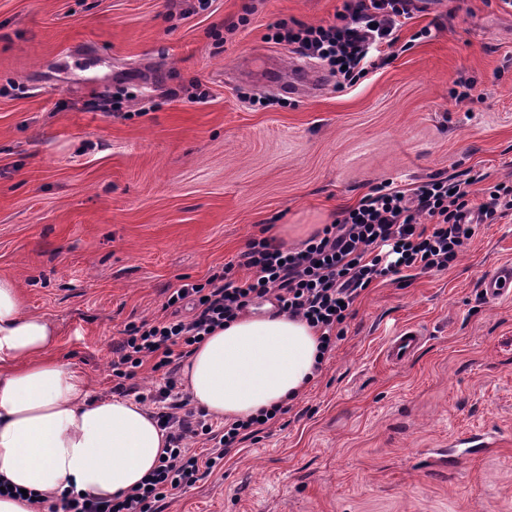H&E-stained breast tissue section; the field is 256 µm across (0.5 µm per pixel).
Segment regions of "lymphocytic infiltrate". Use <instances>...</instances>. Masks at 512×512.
<instances>
[{
	"mask_svg": "<svg viewBox=\"0 0 512 512\" xmlns=\"http://www.w3.org/2000/svg\"><path fill=\"white\" fill-rule=\"evenodd\" d=\"M403 0H346L338 22L288 27L272 25L270 38L296 46L317 60L340 84L354 85L373 65L381 45H394ZM473 179L430 177L412 189L384 182L361 202L324 225L299 247L268 237L252 238L237 264L203 283H185L167 298L169 315L129 324L112 343V391L149 403L169 433V447L141 485L115 499L82 492L60 497L62 512H164L169 500L212 473L237 444L256 433L261 420H213L193 406L178 385V372L195 344L249 309L255 300L274 297L279 311L304 319L319 333L321 354H330L351 308L374 281L407 271H443L459 256L474 227L512 211V183L500 182L472 204ZM248 272L244 281L235 268ZM156 375L149 392L134 384L139 369ZM211 443L207 457L192 452L195 440Z\"/></svg>",
	"mask_w": 512,
	"mask_h": 512,
	"instance_id": "1",
	"label": "lymphocytic infiltrate"
}]
</instances>
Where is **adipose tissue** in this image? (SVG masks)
I'll list each match as a JSON object with an SVG mask.
<instances>
[{"label": "adipose tissue", "mask_w": 512, "mask_h": 512, "mask_svg": "<svg viewBox=\"0 0 512 512\" xmlns=\"http://www.w3.org/2000/svg\"><path fill=\"white\" fill-rule=\"evenodd\" d=\"M59 332L27 311L18 281L0 276V512H38L27 493L67 490L112 499L137 487L168 443L151 411L96 396L78 365L56 356ZM315 331L266 306L216 329L185 360L182 385L216 419H246L298 399L317 376Z\"/></svg>", "instance_id": "adipose-tissue-1"}]
</instances>
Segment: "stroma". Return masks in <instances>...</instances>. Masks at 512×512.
Returning <instances> with one entry per match:
<instances>
[{
	"label": "stroma",
	"instance_id": "35a3bbf8",
	"mask_svg": "<svg viewBox=\"0 0 512 512\" xmlns=\"http://www.w3.org/2000/svg\"><path fill=\"white\" fill-rule=\"evenodd\" d=\"M344 0H0V275L51 317L58 357L112 390V341L268 232L288 247L392 181L512 180V8L423 0L355 85L288 96L315 67L271 24ZM471 97H457L462 85ZM124 98L103 111L102 97ZM512 213L458 259L368 288L316 380L165 512H512ZM415 326L408 363L384 357ZM493 432L495 448L466 451ZM265 80L282 93L296 95L299 92L300 87H303L305 84H310L313 90H317L318 86L322 82V77L309 67L298 64L296 66L294 77L289 82L283 80L278 70L268 72ZM512 264H504L487 274L481 291L487 299L497 300L512 295ZM408 334H413V337H408ZM424 341L425 336L421 330L415 327H402L390 336L385 347V357L391 364H405L416 354Z\"/></svg>",
	"mask_w": 512,
	"mask_h": 512
}]
</instances>
